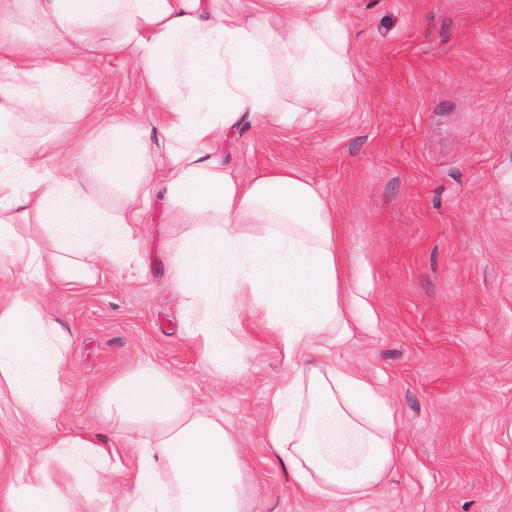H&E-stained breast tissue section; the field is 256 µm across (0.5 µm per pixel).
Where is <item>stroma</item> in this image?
<instances>
[{
  "mask_svg": "<svg viewBox=\"0 0 512 512\" xmlns=\"http://www.w3.org/2000/svg\"><path fill=\"white\" fill-rule=\"evenodd\" d=\"M354 89L308 126L253 128L224 147L233 173L288 167L336 212L364 330L332 351L366 375L400 424L397 462L371 494L318 498L266 445L287 370L264 313L244 318L245 372L228 383L181 335L168 246L186 227L157 195L140 224L150 274L102 268L91 288L49 289L71 338L72 386L53 428L0 395V468L37 460L70 433L112 443L101 393L137 361L164 368L238 432L249 512H512V0H341ZM61 83L87 93L92 139L48 161L98 173L112 118L154 124L136 70L115 53L70 61Z\"/></svg>",
  "mask_w": 512,
  "mask_h": 512,
  "instance_id": "1",
  "label": "stroma"
}]
</instances>
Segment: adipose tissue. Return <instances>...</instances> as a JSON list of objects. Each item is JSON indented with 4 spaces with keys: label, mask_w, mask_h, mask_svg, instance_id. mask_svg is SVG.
<instances>
[{
    "label": "adipose tissue",
    "mask_w": 512,
    "mask_h": 512,
    "mask_svg": "<svg viewBox=\"0 0 512 512\" xmlns=\"http://www.w3.org/2000/svg\"><path fill=\"white\" fill-rule=\"evenodd\" d=\"M337 2L0 0V50L21 59L0 68V117L38 106L42 95L28 80L49 85L60 69L26 45L31 26L89 61L125 54L161 117L155 130L113 118L104 182L72 168L41 174L42 141L22 154L0 150V288L9 291L0 301V389L17 413L53 425L69 395L71 339L41 289L94 284L108 263L145 277L136 226L162 185L172 223L188 227L170 246L185 336L232 381L244 308L265 311L288 368L269 448L319 496L355 499L380 484L395 463L394 410L364 374L329 360L359 326L336 213L290 168L242 177L224 165V143L237 133L304 126L335 108L334 75L349 60ZM107 191L108 210L93 202ZM102 406L137 456L124 512H246L238 433L160 367L139 363L113 376ZM114 456L92 435L65 436L8 476L0 512H76L60 486L70 475L86 501L111 512Z\"/></svg>",
    "instance_id": "obj_1"
}]
</instances>
